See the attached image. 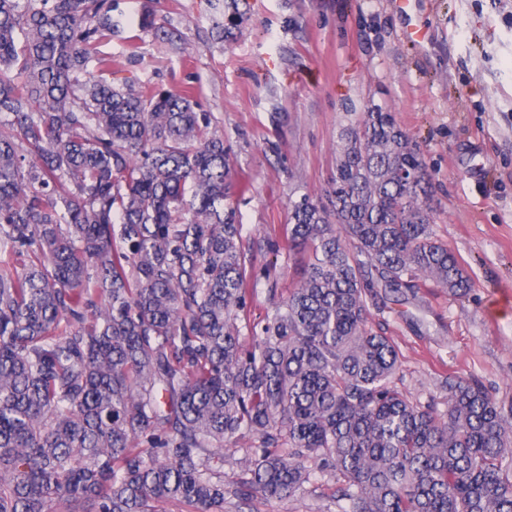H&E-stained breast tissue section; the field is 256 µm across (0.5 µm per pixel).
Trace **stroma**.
Listing matches in <instances>:
<instances>
[{"mask_svg": "<svg viewBox=\"0 0 512 512\" xmlns=\"http://www.w3.org/2000/svg\"><path fill=\"white\" fill-rule=\"evenodd\" d=\"M236 25L208 0H118L129 25L94 45L78 83L188 92L224 135L243 190L228 200L243 245L269 277L244 318L258 322L301 280L289 254L290 203L319 197L343 129L367 103L386 106L432 178L434 236L465 268L466 297L429 278L401 301L375 289L368 326L399 354L393 384L444 411L449 378L478 382L512 417V0H246ZM172 40L142 31L143 12ZM110 66H100V59ZM259 441L224 451V512H341L337 478L293 497L242 503L233 490Z\"/></svg>", "mask_w": 512, "mask_h": 512, "instance_id": "35a3bbf8", "label": "stroma"}]
</instances>
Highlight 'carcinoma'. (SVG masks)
<instances>
[{
  "label": "carcinoma",
  "instance_id": "obj_1",
  "mask_svg": "<svg viewBox=\"0 0 512 512\" xmlns=\"http://www.w3.org/2000/svg\"><path fill=\"white\" fill-rule=\"evenodd\" d=\"M114 11L0 0V512H224L219 450L245 433V503L317 469L343 479L342 512H512V422L464 378L442 412L411 402L394 344L366 328L379 285L470 290L393 113H359L324 199L291 203L305 276L245 325L248 346L258 276L210 113L178 90H74Z\"/></svg>",
  "mask_w": 512,
  "mask_h": 512
}]
</instances>
